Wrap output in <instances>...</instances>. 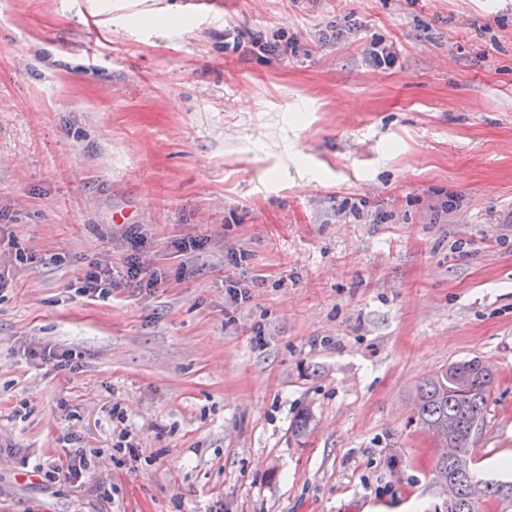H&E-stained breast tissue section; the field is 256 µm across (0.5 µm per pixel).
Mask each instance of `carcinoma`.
<instances>
[{
  "label": "carcinoma",
  "instance_id": "obj_1",
  "mask_svg": "<svg viewBox=\"0 0 512 512\" xmlns=\"http://www.w3.org/2000/svg\"><path fill=\"white\" fill-rule=\"evenodd\" d=\"M495 377L478 358L448 365L417 388V421L434 433L439 447L448 439H462L451 456L435 461V481L448 494V512H481V506L512 500V482L483 481L474 475L466 441L471 431H480L487 417ZM311 416L302 412L291 425L292 437L300 441L308 432Z\"/></svg>",
  "mask_w": 512,
  "mask_h": 512
}]
</instances>
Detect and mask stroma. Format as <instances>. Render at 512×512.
Here are the masks:
<instances>
[{"label": "stroma", "mask_w": 512, "mask_h": 512, "mask_svg": "<svg viewBox=\"0 0 512 512\" xmlns=\"http://www.w3.org/2000/svg\"><path fill=\"white\" fill-rule=\"evenodd\" d=\"M131 224L166 282L76 295ZM0 258V512H447L416 390L473 357L512 480V0H0Z\"/></svg>", "instance_id": "obj_1"}]
</instances>
